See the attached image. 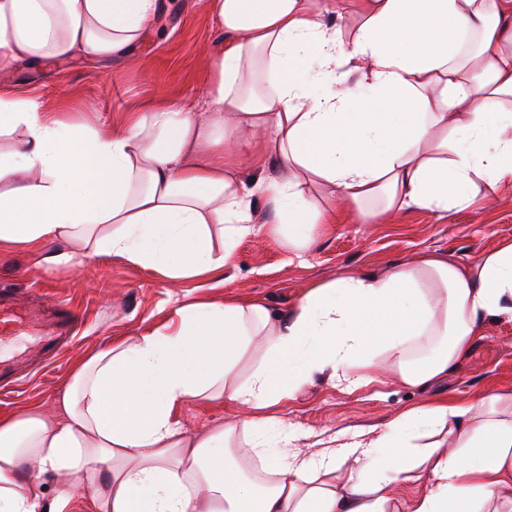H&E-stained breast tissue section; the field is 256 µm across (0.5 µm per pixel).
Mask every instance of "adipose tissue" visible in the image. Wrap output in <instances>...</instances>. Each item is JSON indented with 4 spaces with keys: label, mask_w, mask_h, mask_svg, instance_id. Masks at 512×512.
I'll return each instance as SVG.
<instances>
[{
    "label": "adipose tissue",
    "mask_w": 512,
    "mask_h": 512,
    "mask_svg": "<svg viewBox=\"0 0 512 512\" xmlns=\"http://www.w3.org/2000/svg\"><path fill=\"white\" fill-rule=\"evenodd\" d=\"M212 2L224 44L207 111L176 102L79 136L0 88V134L13 137L0 248L49 267L109 256L177 280L222 269L261 218L287 225L298 251L340 201L365 223L444 216L512 184V0ZM157 6L0 0V74L123 54ZM257 136L271 174L247 180L237 160ZM174 315L84 361L56 415L0 417V512H43L47 472L70 480L59 505L81 488L97 512H512L511 392L415 406L310 456L277 413L318 378L422 390L453 373L488 322L512 318V239L468 263L424 252L347 270L284 310L235 298ZM220 401L243 415L182 429L183 405ZM407 483L422 492L403 499Z\"/></svg>",
    "instance_id": "adipose-tissue-1"
}]
</instances>
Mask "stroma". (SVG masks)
<instances>
[{"label":"stroma","mask_w":512,"mask_h":512,"mask_svg":"<svg viewBox=\"0 0 512 512\" xmlns=\"http://www.w3.org/2000/svg\"><path fill=\"white\" fill-rule=\"evenodd\" d=\"M158 2L155 24L125 54L22 63L0 82L83 133L111 132L154 101L204 107V61L219 54L224 39L211 0ZM287 236V229L258 225L223 271L179 280L113 257L48 269L24 250H0V289L11 291L9 303L19 312L12 333L0 337V416L54 414L78 364L112 341L163 327L182 304L257 297L284 309L303 287L349 268L380 270L422 251L471 261L512 238V187L485 192L473 207L444 217L414 209L363 224L344 212L336 223L316 225L311 246L299 255L288 249ZM489 390L512 391V321L489 322L457 373L427 390L383 381L350 393L319 380L281 413L314 454L331 438L346 442L382 431L408 408L445 397L464 404ZM238 413L221 402L189 403L177 417L188 431L207 434Z\"/></svg>","instance_id":"stroma-1"}]
</instances>
